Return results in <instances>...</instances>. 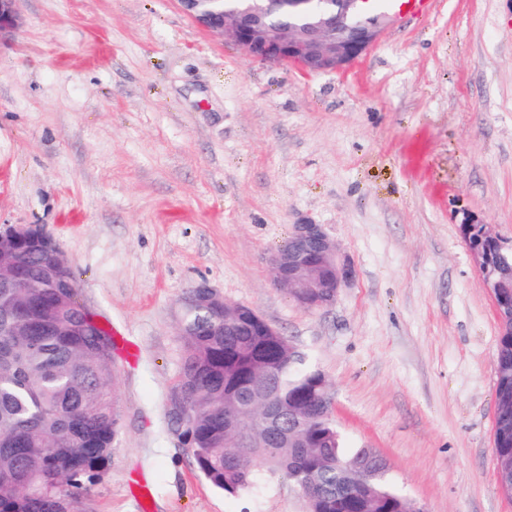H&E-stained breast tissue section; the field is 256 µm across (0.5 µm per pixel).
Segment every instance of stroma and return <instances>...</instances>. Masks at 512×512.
Here are the masks:
<instances>
[{
	"label": "stroma",
	"mask_w": 512,
	"mask_h": 512,
	"mask_svg": "<svg viewBox=\"0 0 512 512\" xmlns=\"http://www.w3.org/2000/svg\"><path fill=\"white\" fill-rule=\"evenodd\" d=\"M0 38V230L36 225L114 354L120 435L89 512H306L255 463L231 496L167 427L181 300L258 311L326 376L348 449L424 512H512L493 455L500 334L465 219L512 243V0H435L339 72L264 62L177 0H19ZM323 225L355 269L309 310L268 259Z\"/></svg>",
	"instance_id": "stroma-1"
}]
</instances>
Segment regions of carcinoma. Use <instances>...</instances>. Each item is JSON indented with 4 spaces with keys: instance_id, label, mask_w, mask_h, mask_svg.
<instances>
[{
    "instance_id": "cac0c4a2",
    "label": "carcinoma",
    "mask_w": 512,
    "mask_h": 512,
    "mask_svg": "<svg viewBox=\"0 0 512 512\" xmlns=\"http://www.w3.org/2000/svg\"><path fill=\"white\" fill-rule=\"evenodd\" d=\"M26 288H0V512H84L83 499L112 460L120 430L112 334L82 311L74 272L43 274L42 245L21 241ZM512 320L502 319L493 366L497 407L493 452L512 483ZM183 354L168 416L199 473L229 495L254 482L260 460L288 480L309 512H404V496L373 448L353 452L331 410L329 383L283 336H228L224 306L185 312ZM261 379L251 406L270 392L288 403L281 436L248 423L233 388ZM366 481L360 497L356 485Z\"/></svg>"
}]
</instances>
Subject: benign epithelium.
Wrapping results in <instances>:
<instances>
[{"label":"benign epithelium","mask_w":512,"mask_h":512,"mask_svg":"<svg viewBox=\"0 0 512 512\" xmlns=\"http://www.w3.org/2000/svg\"><path fill=\"white\" fill-rule=\"evenodd\" d=\"M17 0H0V34L18 27ZM181 9L201 28L230 40L250 56L296 64L310 73L339 71L365 54L378 40L391 17L369 16L368 0H252L245 7L202 12L199 0H178ZM35 236L46 246L48 268L67 269L68 264L52 237L36 226H17L0 231V264L14 262L16 252L8 244ZM471 253L494 303L505 298V289L493 281L486 268L488 253ZM271 268L277 284L285 288H311L310 299L301 302L308 309H323L336 299L340 288L353 281L351 264L340 257L336 242L321 224H295L288 243L275 253ZM252 324L264 336L276 330L254 309L237 311L227 320L230 333Z\"/></svg>","instance_id":"1"}]
</instances>
